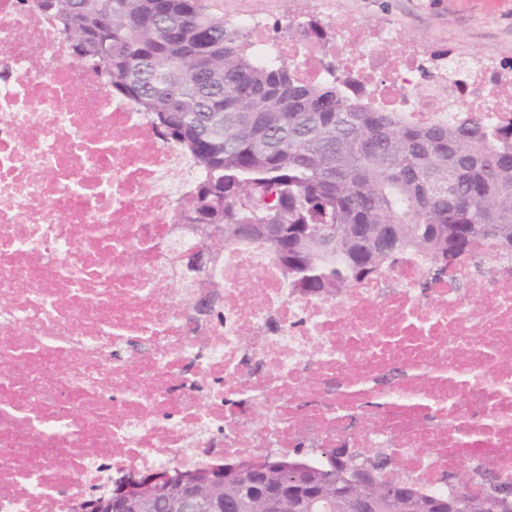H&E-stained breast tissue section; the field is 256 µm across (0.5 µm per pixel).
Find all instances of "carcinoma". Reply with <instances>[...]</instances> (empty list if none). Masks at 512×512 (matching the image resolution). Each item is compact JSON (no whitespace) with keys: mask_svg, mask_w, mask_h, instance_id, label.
Instances as JSON below:
<instances>
[{"mask_svg":"<svg viewBox=\"0 0 512 512\" xmlns=\"http://www.w3.org/2000/svg\"><path fill=\"white\" fill-rule=\"evenodd\" d=\"M58 21L105 90L154 117L202 171L192 224L212 225V258L240 241L266 246L302 290L332 296L409 250L436 260L480 242L512 252V129L478 118L421 124L350 97L334 78L257 64L241 32L199 0H24ZM330 464L293 459L211 468L222 512H512V487L424 496L336 449ZM183 488L147 512H169Z\"/></svg>","mask_w":512,"mask_h":512,"instance_id":"cac0c4a2","label":"carcinoma"}]
</instances>
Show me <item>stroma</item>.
<instances>
[{"label": "stroma", "mask_w": 512, "mask_h": 512, "mask_svg": "<svg viewBox=\"0 0 512 512\" xmlns=\"http://www.w3.org/2000/svg\"><path fill=\"white\" fill-rule=\"evenodd\" d=\"M209 13L233 20L247 10L272 22L319 20L325 30L336 23L387 21L402 37L445 46L465 56L489 52L512 65V0H332L321 14L312 0H201Z\"/></svg>", "instance_id": "stroma-1"}]
</instances>
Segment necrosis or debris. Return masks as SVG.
<instances>
[{"label": "necrosis or debris", "instance_id": "1", "mask_svg": "<svg viewBox=\"0 0 512 512\" xmlns=\"http://www.w3.org/2000/svg\"><path fill=\"white\" fill-rule=\"evenodd\" d=\"M236 21L258 62L327 74V49ZM357 84L418 123H512V69L384 21L337 31ZM395 48V56L382 46ZM201 174L149 115L107 96L54 19L0 0V512H80L128 474L326 449L451 495L512 486V253L437 273L410 251L336 296L302 293L260 244L198 274L186 223ZM217 311L196 312L197 281ZM482 286L474 299L471 282Z\"/></svg>", "mask_w": 512, "mask_h": 512}]
</instances>
